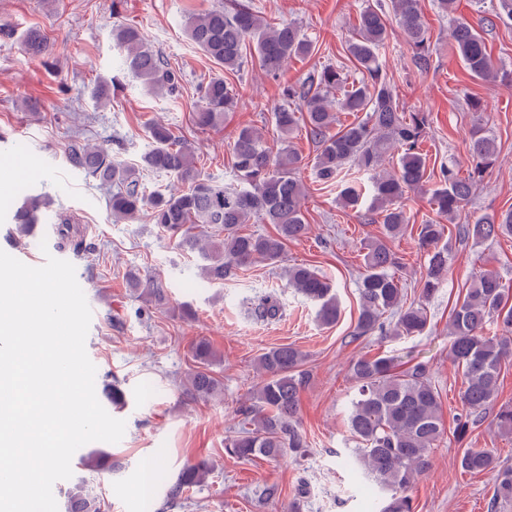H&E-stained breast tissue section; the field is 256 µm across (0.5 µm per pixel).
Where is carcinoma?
Instances as JSON below:
<instances>
[{
	"label": "carcinoma",
	"instance_id": "cac0c4a2",
	"mask_svg": "<svg viewBox=\"0 0 512 512\" xmlns=\"http://www.w3.org/2000/svg\"><path fill=\"white\" fill-rule=\"evenodd\" d=\"M393 23L403 32L414 65L422 71L430 69L429 37L420 0H390L387 10L379 4L364 8L354 36L346 43L347 56L360 78L351 81L343 67L328 65L281 84V104L272 112L281 147L274 150L255 129L241 128L231 147L233 184L204 174L197 167L192 142L161 122L146 127L150 148L142 155L139 167L122 164L103 146L72 141L62 152L73 168L109 187L112 221L129 223L141 211H148L152 223L174 236L180 249L198 254L208 281L222 284L238 269L259 261L279 262L289 242L309 234L304 210L307 188L299 175L302 157L291 145L295 133L306 128L317 147L316 181L336 187L338 203L345 209H360L370 201V221L382 224L383 237L363 244L356 337L387 335L385 320L389 317L396 318V335L421 336L429 325L426 309L421 304L403 306L398 275L402 263L388 241L408 227L410 216L402 201L427 178L426 154L421 148L427 118L422 112H406L400 107L384 67L382 52ZM186 31L192 43L221 70L199 89L193 112V124L199 130L219 126L224 115L237 108L239 93L229 77L239 74L246 64L259 67L277 81L288 61L314 51L313 42L294 24L273 25L237 0L191 16ZM112 37L123 54L124 66L150 92L161 96L178 92L181 76L137 29L122 25L113 30ZM449 37L471 77L495 81L497 70L482 31L455 21ZM24 44L29 55L41 56L49 50L50 39L35 30L27 34ZM340 112L351 114L355 120L341 124ZM396 151L398 171L389 174L383 163ZM468 155L471 166L467 176H460L457 164L450 160L440 165L438 185L431 192L433 210L450 223L495 164V141L479 130L474 132ZM146 172L172 175L184 188L151 191L144 182ZM43 205L40 194L26 198L13 215L18 235L25 236L33 229ZM252 219L273 225L274 232H242V225ZM51 220L58 224L57 248L79 251L83 240L76 238L73 219L56 214ZM455 229L463 240L510 237L512 208L457 224ZM445 231L446 226L434 220L418 226V246L426 256L421 277L425 299L448 281L450 251ZM286 276L288 286L316 304L321 324L336 323L340 310L327 276L303 264L288 267ZM129 279L150 304L161 307L167 303V288L161 281L136 272L129 273ZM253 312L262 321L279 319V297L274 293L258 296ZM491 322L501 331L495 338L484 335ZM448 337L449 358L464 377L462 413L455 418L453 430L460 441L495 405L502 367L512 359V289L496 270L482 268L475 273L471 286L452 310ZM190 353L196 366L183 381V393L192 399L209 398L220 387L211 370L216 353L204 340L192 344ZM306 359L307 355L293 345L274 347L258 358L262 381L236 409L241 416L240 432L224 444L226 454L240 460L263 457L275 461L287 450L300 453L307 447L299 421L300 394L311 382ZM349 373L357 390L348 414L350 433L359 444L355 452L364 466V476L388 493L381 503L373 505L374 512H414L409 490L429 467L444 435L440 396L432 384L429 366L418 361L401 370L392 356H361L351 362ZM494 421L500 431L511 433L512 405L500 406ZM460 466L473 474H493L495 491L490 509L512 500V467L501 465L493 450L467 448ZM207 474L203 461L185 467L163 508L175 506L184 490L202 483ZM100 510L99 497L82 486L69 497L68 512Z\"/></svg>",
	"mask_w": 512,
	"mask_h": 512
}]
</instances>
